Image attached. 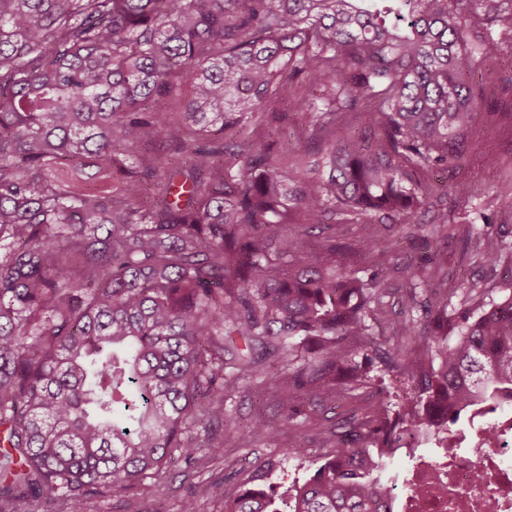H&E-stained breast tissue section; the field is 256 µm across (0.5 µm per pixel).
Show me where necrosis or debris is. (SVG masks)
Listing matches in <instances>:
<instances>
[{
    "label": "necrosis or debris",
    "mask_w": 512,
    "mask_h": 512,
    "mask_svg": "<svg viewBox=\"0 0 512 512\" xmlns=\"http://www.w3.org/2000/svg\"><path fill=\"white\" fill-rule=\"evenodd\" d=\"M497 411L504 424L493 442L470 418V452L416 454L401 478L407 491L391 495L390 512H512V393L501 395Z\"/></svg>",
    "instance_id": "obj_1"
}]
</instances>
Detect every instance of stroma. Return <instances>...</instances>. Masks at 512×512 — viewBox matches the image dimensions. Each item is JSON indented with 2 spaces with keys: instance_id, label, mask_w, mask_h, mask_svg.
Wrapping results in <instances>:
<instances>
[{
  "instance_id": "stroma-1",
  "label": "stroma",
  "mask_w": 512,
  "mask_h": 512,
  "mask_svg": "<svg viewBox=\"0 0 512 512\" xmlns=\"http://www.w3.org/2000/svg\"><path fill=\"white\" fill-rule=\"evenodd\" d=\"M495 39L498 51L480 60L482 95L468 150L441 175L447 224H433L434 209L429 206L416 226L384 228L378 236L380 247L389 250V261L442 269L452 286L478 283L484 304L512 294L505 282L504 267L461 258L460 231L467 225L479 232L483 241L501 240L512 245V32L501 30ZM490 152L495 155L491 162L486 159ZM460 186L469 189L466 199H459L455 193ZM384 391L394 397L405 393L397 372L386 374L383 388L364 386L346 398L308 407L305 414L287 420L274 397L256 404L248 384H240L225 399V412L245 418L256 407H263L277 430L276 441L259 436L241 440L228 435L223 455H212L204 448L196 462L174 458L160 485L147 480L122 493L94 497L87 503V512H151L158 505L166 512H178L181 500L191 495L198 496L202 512H224L221 500L210 496L211 486L220 484L233 491L251 487L258 475L266 487L308 477L333 456L336 433L369 413Z\"/></svg>"
}]
</instances>
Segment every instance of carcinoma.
Wrapping results in <instances>:
<instances>
[{
  "mask_svg": "<svg viewBox=\"0 0 512 512\" xmlns=\"http://www.w3.org/2000/svg\"><path fill=\"white\" fill-rule=\"evenodd\" d=\"M503 25L512 0H0V501L83 512L175 451L223 453L224 399L264 366L255 398L288 419L370 384L353 351L398 277L378 359L411 384L400 409L302 483L220 489L224 512H382L395 449L512 390V294L473 319L466 288L450 346L439 269L375 258L368 224L336 242L338 216L416 223L474 119L472 48ZM290 82L315 157L292 177L269 140ZM246 429L274 432L259 409Z\"/></svg>",
  "mask_w": 512,
  "mask_h": 512,
  "instance_id": "carcinoma-1",
  "label": "carcinoma"
}]
</instances>
